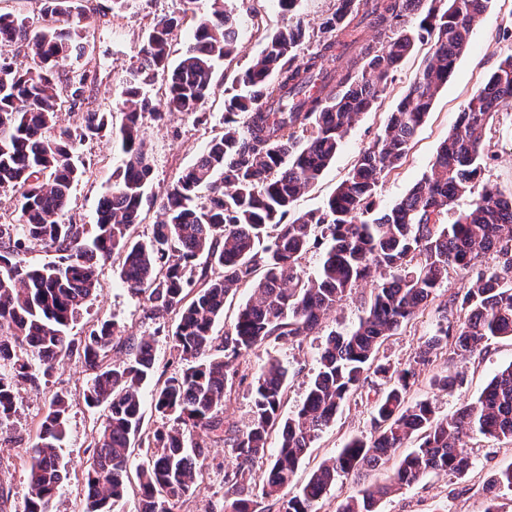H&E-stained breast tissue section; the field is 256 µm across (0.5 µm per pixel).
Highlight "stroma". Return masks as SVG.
<instances>
[{"mask_svg":"<svg viewBox=\"0 0 512 512\" xmlns=\"http://www.w3.org/2000/svg\"><path fill=\"white\" fill-rule=\"evenodd\" d=\"M84 6L90 52L80 62L65 63L64 68L77 74L87 73L92 102L112 111V123L118 126L122 123V114L115 111L114 106L137 65L141 42L154 19L164 14H180L183 0H128L126 8L119 12L113 11L111 0H85ZM227 7L238 19V51L216 66L217 87L205 107V121H197L194 116L180 112L166 114L159 120L148 115L143 120L142 129L153 174L143 204V221L135 227L137 238L150 235L159 216L157 198L171 188L179 173L195 163L212 137L221 132L225 89L231 87L234 76L247 68L259 54L265 36L284 22L277 0H228ZM427 52V46H420L417 52L403 61L394 72L379 108L361 116L318 185L299 197L296 210L318 209L334 192L360 153L380 132L388 113L408 89ZM511 54L512 0H494L485 20L475 26L469 50L457 61L448 83L436 96L407 160L383 180L374 199V210L381 211L391 206L429 172L437 149L447 137L460 109L500 61ZM486 140L491 158L480 181L503 195H512V104L498 112L486 133ZM76 162L83 165L86 174L74 184L71 205L63 220L91 224L96 219L100 199L112 183V173L122 166L124 155L117 137L108 134L86 140ZM100 279L101 290L71 324L70 336L83 339L97 321H114L127 333L152 337L156 358L154 375L158 378L169 376L176 368L172 350L176 316L148 315L143 296L124 288L112 265L101 267ZM466 284V277L449 272L448 280L439 289L434 302L420 310L407 326L383 344L379 352L382 362L394 368L408 364L420 343L433 333L439 320V307L462 292ZM361 310L360 295H353L325 320L319 333L294 343L269 342L239 357L238 369L248 381L269 360H279L288 369V397L282 412L290 414L303 401L307 382L317 367L318 348L325 333L352 326ZM511 363L512 340L494 341L482 353L459 363L463 385L454 392L445 393L431 384L433 371L442 365L441 360H434L431 369L423 371L411 387L408 399L412 402L430 400L439 414H451L461 404L474 402L494 373ZM89 379V372L85 371L78 358L71 357L54 369L46 383L20 388V411L10 432L11 440L0 443V485L10 490L8 500L0 502V512H24L28 492L27 461L36 441V424L52 397L60 393L73 399L69 428L61 448L62 457L69 463L70 475L54 503V512H83V474L93 452L94 438L106 414L104 408L87 407L82 400V392ZM383 391L382 380L370 378L355 402L343 407L335 422L324 429L309 448L297 471V484H305L316 467L324 459L337 455L347 441L369 436L373 402ZM467 449L472 465L466 474L428 475L384 498L379 504V512H483L486 481L497 470L512 464V442L474 439L469 441ZM233 463L230 446L209 444L203 475L194 492L179 503L176 512H211L214 504L224 499L223 474L225 468Z\"/></svg>","mask_w":512,"mask_h":512,"instance_id":"obj_1","label":"stroma"}]
</instances>
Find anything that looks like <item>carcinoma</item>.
Returning <instances> with one entry per match:
<instances>
[{
  "mask_svg": "<svg viewBox=\"0 0 512 512\" xmlns=\"http://www.w3.org/2000/svg\"><path fill=\"white\" fill-rule=\"evenodd\" d=\"M78 2L40 0L37 27L0 12V188L17 193L20 215L17 224L0 223V440L19 414L18 386L40 385L76 353L91 372L84 403L107 410L84 476V512H114L126 495L132 448L143 426L141 389L154 369L153 340L126 336L108 320L78 345L69 336L70 324L101 288L99 263L111 260L127 288L144 296L151 315L178 318L172 349L181 368L154 384L161 423L141 441L146 460L137 472L139 512H174L194 491L206 460L201 438L230 444L236 459L224 469L233 498L222 512H256L250 471L274 435L279 448L265 471L262 496L280 503L279 512H319V500L339 477L390 462L386 483L362 486L338 510L378 512L384 496L428 474L467 472V441H512V363L490 379L476 403L450 415L438 416L427 401L407 400L417 373L432 365L437 351L448 357L431 384L448 391L462 385L457 363L495 338L512 339V198L486 187L469 209L447 221L486 166V129L512 101V55L464 105L430 172L379 216L365 217L384 178L407 158L492 0H336L318 28L287 24L267 35L252 64L234 77L244 93L224 97V131L179 174L145 239L133 236L152 173L141 118L147 112L159 117L164 109L206 118L215 64L237 49L238 22L224 0H211L203 16L193 10L195 0H185L183 15L154 21L119 101L124 165L112 174L96 222L66 224L61 216L72 184L85 173L73 157L84 140L112 126V112L93 108L85 97L87 74L59 70L60 62L86 53ZM188 17L193 42L173 65L171 41ZM367 29L373 35L364 39ZM420 44L432 52L384 128L323 207L294 211ZM15 47L26 48L34 66L15 67ZM161 73L167 88L159 108L143 86ZM66 103L77 116L75 131L57 126ZM203 187L209 202L198 207L194 198ZM317 237L325 247L316 274L308 276L300 261ZM32 245L57 252L59 262L34 268L12 261ZM490 251L498 264L480 268ZM200 255L206 256L202 268L195 263ZM450 269L471 275L463 295L449 300L459 312L456 323L438 325L407 366L378 362L384 341L435 299ZM368 282L372 292L358 322L330 331L321 344L298 410L281 414L288 371L270 361L251 384L247 428L224 429V401L244 381L236 359L271 340L295 342L317 332ZM241 288L251 296L219 356L213 353L215 324ZM372 375L386 389L372 408L370 438L351 439L303 487L288 491L313 440ZM71 407L69 396L57 394L40 417L25 512H52L68 472L59 449ZM413 438L411 451L398 455ZM504 489L512 492V465L489 479L484 512H499Z\"/></svg>",
  "mask_w": 512,
  "mask_h": 512,
  "instance_id": "cac0c4a2",
  "label": "carcinoma"
}]
</instances>
